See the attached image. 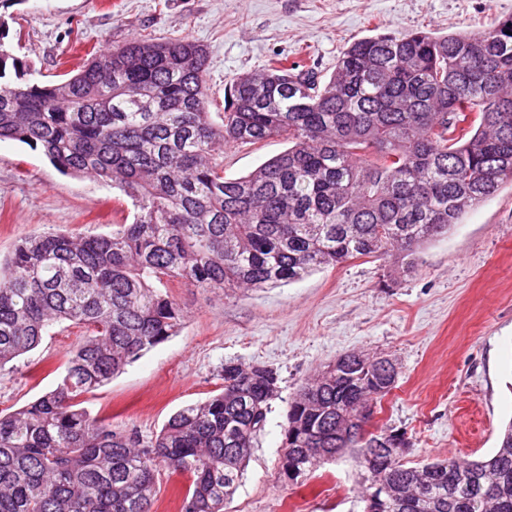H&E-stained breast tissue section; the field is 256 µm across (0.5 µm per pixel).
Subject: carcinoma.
<instances>
[{
    "label": "carcinoma",
    "mask_w": 512,
    "mask_h": 512,
    "mask_svg": "<svg viewBox=\"0 0 512 512\" xmlns=\"http://www.w3.org/2000/svg\"><path fill=\"white\" fill-rule=\"evenodd\" d=\"M203 46L137 39L44 83L0 32V141L62 173L119 189L132 222L105 235L20 239L0 260V368L71 322L86 336L56 387L0 412V512H151L157 475L190 480L179 512H224L265 425L277 373L224 364L221 392L140 440L81 407L143 352L174 335L177 283L228 295L358 257L411 271L431 240L512 187V17L472 33H379L352 42L330 77L271 62L224 88L215 124ZM278 137L279 155L224 177L215 146ZM389 360L334 362L291 401L280 473L311 474L318 452L350 453L375 512H512V419L495 453L434 461L422 474L388 460V432L336 438L394 387Z\"/></svg>",
    "instance_id": "obj_1"
}]
</instances>
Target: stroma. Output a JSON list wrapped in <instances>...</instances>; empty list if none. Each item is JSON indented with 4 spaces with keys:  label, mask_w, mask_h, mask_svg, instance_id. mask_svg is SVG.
<instances>
[{
    "label": "stroma",
    "mask_w": 512,
    "mask_h": 512,
    "mask_svg": "<svg viewBox=\"0 0 512 512\" xmlns=\"http://www.w3.org/2000/svg\"><path fill=\"white\" fill-rule=\"evenodd\" d=\"M511 16L512 0H0V31L45 82L141 35L203 45L214 113L227 82L278 56L312 61L326 78L352 41L374 31L445 34ZM285 148L276 138L223 146L224 175H245ZM119 195L92 177L61 174L25 144L0 142V256L34 233H109L132 210ZM174 293L185 314L177 335L85 394L83 406L149 442L181 407L220 391L226 362L273 368L278 394L224 512H363L351 457L301 485L279 476L289 402L350 352L398 365L372 424L406 433L411 463L484 458L512 420L510 188L426 245L409 273L361 257L272 288ZM84 334L67 322L54 326L37 348L0 368V411L53 389Z\"/></svg>",
    "instance_id": "obj_1"
}]
</instances>
